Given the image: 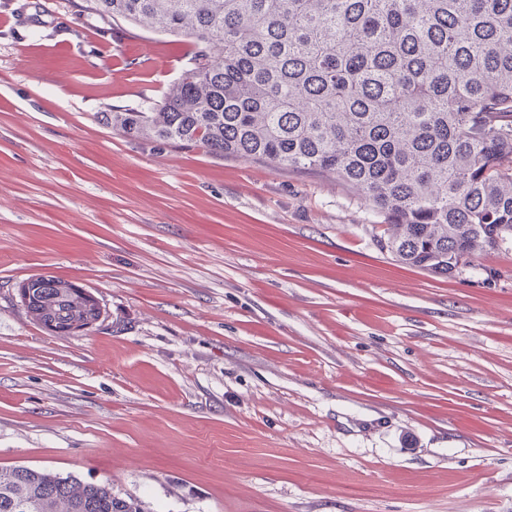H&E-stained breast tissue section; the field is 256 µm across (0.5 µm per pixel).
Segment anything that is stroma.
Returning a JSON list of instances; mask_svg holds the SVG:
<instances>
[{
	"instance_id": "35a3bbf8",
	"label": "stroma",
	"mask_w": 512,
	"mask_h": 512,
	"mask_svg": "<svg viewBox=\"0 0 512 512\" xmlns=\"http://www.w3.org/2000/svg\"><path fill=\"white\" fill-rule=\"evenodd\" d=\"M0 0V469L141 512H512V244L409 267L331 177L133 139L189 41ZM100 320L26 311L35 275Z\"/></svg>"
}]
</instances>
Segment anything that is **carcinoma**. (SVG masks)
<instances>
[{"label":"carcinoma","instance_id":"1","mask_svg":"<svg viewBox=\"0 0 512 512\" xmlns=\"http://www.w3.org/2000/svg\"><path fill=\"white\" fill-rule=\"evenodd\" d=\"M191 40L188 69L128 137L336 177L383 216L382 247L452 276L512 242V0H86ZM85 299L47 276L25 304L69 327ZM139 512L107 483L0 471V512Z\"/></svg>","mask_w":512,"mask_h":512}]
</instances>
